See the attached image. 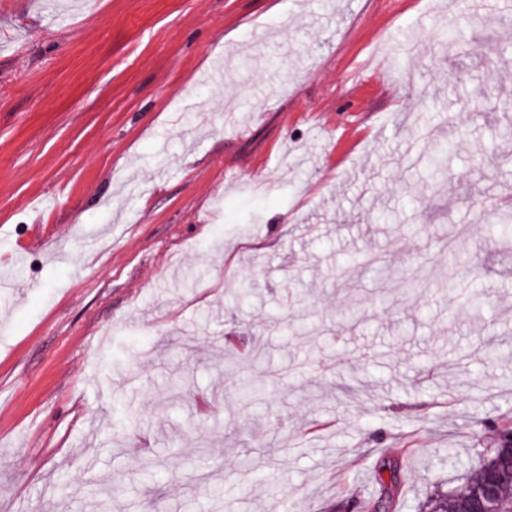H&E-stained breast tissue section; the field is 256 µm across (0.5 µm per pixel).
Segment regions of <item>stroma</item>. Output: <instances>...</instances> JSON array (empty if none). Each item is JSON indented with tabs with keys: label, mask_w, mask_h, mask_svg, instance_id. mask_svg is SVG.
<instances>
[{
	"label": "stroma",
	"mask_w": 512,
	"mask_h": 512,
	"mask_svg": "<svg viewBox=\"0 0 512 512\" xmlns=\"http://www.w3.org/2000/svg\"><path fill=\"white\" fill-rule=\"evenodd\" d=\"M505 127L512 0H0V512L460 485L512 421ZM383 471H387L388 479L386 480L383 476ZM401 466L398 463H383L376 473V481L379 485V497L376 502H386V507H390L393 504V500L399 495L401 490V478H400ZM375 502V503H376Z\"/></svg>",
	"instance_id": "1"
}]
</instances>
